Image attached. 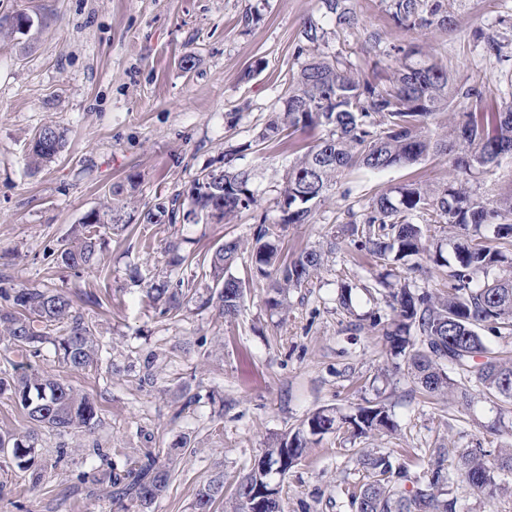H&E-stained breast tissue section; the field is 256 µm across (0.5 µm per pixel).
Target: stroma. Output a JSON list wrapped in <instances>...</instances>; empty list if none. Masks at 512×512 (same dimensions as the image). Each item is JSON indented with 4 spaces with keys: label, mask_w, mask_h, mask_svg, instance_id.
<instances>
[{
    "label": "stroma",
    "mask_w": 512,
    "mask_h": 512,
    "mask_svg": "<svg viewBox=\"0 0 512 512\" xmlns=\"http://www.w3.org/2000/svg\"><path fill=\"white\" fill-rule=\"evenodd\" d=\"M350 4L360 22L340 34L324 22L318 0H0V17L33 21L28 33L0 40V288L70 292L101 347V363L89 372L60 366L49 343L32 358L92 394L100 423L91 434L36 429L38 484L0 457V512H193L215 473L232 490L264 448L308 416L322 408L353 414L380 389L395 433L351 443L340 431L313 437L280 482L284 512H355L347 490L359 481L360 449L388 453L419 479L427 449L479 444L493 466L512 444L510 430H483L496 416L488 404L450 405L414 391L379 328L362 319L389 316L382 297L357 292L351 315L336 301L342 282L371 283L385 272L342 235L350 214H362L382 190L448 184L447 157L346 173L310 223L288 225L283 256L331 241L336 250L318 277L289 290L285 309L270 310L271 282L251 275L245 253L231 269L245 288L235 321L192 303L163 316L147 295L148 282L169 273L168 239L188 240L196 258L183 277L201 293L212 285L203 268L211 252L227 240L250 242L258 210L220 223L145 224L139 214L157 197L188 191L282 108L308 22L327 30L319 53L350 48L354 70L379 84L391 77L385 51L401 48L447 67L452 86L485 82L484 106L512 103V0H447V25L426 29L396 24L385 0ZM487 33L497 34L499 54L487 52ZM188 54L196 59L189 71L181 66ZM231 112L241 115L233 126L225 120ZM48 123L67 127L68 140L52 162L30 170L31 139ZM326 135L325 127H308L246 152L242 164L261 208L274 210L290 163ZM116 183L131 190V230L112 234L88 270L49 267L46 255L86 213L103 209ZM135 267L142 282L129 277ZM148 455L170 470L167 490L145 507L113 502L109 472ZM500 480L491 498L460 480L452 490L464 512H512V472Z\"/></svg>",
    "instance_id": "obj_1"
}]
</instances>
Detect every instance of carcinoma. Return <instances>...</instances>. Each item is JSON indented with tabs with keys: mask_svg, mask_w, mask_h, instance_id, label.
<instances>
[{
	"mask_svg": "<svg viewBox=\"0 0 512 512\" xmlns=\"http://www.w3.org/2000/svg\"><path fill=\"white\" fill-rule=\"evenodd\" d=\"M323 16L343 33L359 24L348 0H320ZM393 20L408 28H428L448 23L444 0H390ZM392 70L389 85L380 87L355 73L343 53L334 57L315 55L288 77L284 107L273 115L257 135V141H275L286 129L314 125L328 128V135L288 168L276 199L278 218L264 210L257 216L250 255L253 269L273 280L275 296L269 304L281 307L286 292L309 281L336 249L311 248L290 260L278 258L270 239L278 226L306 224L313 205L324 200L347 169L382 171L412 165L431 154H452L458 172L456 181L430 192L405 184L377 195L358 221L346 224L344 232L359 239L360 247L372 257L393 263L411 258L443 259L442 246L429 243L423 224H446L452 237L454 262L448 265V293L418 292L408 282H381L382 296L392 312L383 328L390 354L407 364L415 388L430 397L446 396L454 403L471 405L477 397L496 404L512 402V357L491 346L480 333L485 327L497 337L512 335V252L489 243L481 233L494 226L493 237L512 246V194L497 198H475L463 184L512 155V104L503 110L484 112V93L476 85L455 89L449 95L448 70L423 68V62L387 53ZM463 110V120L453 137L428 130L435 116L448 110L449 100ZM69 129L46 124L35 132L29 166L38 168L52 161L65 145ZM247 142L224 151L223 165L198 177L187 196L181 194L154 205L143 221L174 224L189 213L214 219L228 218L241 208H259L260 191L251 171L238 165ZM112 202L104 210L88 213L75 225L72 236L49 253L50 263L81 270L98 262L105 236L126 230L129 202L124 185L111 189ZM241 245L230 240L209 257L212 292L200 297V307H217L224 320H235L241 311L242 281L226 275L239 258ZM167 266L176 271L192 262L182 243L167 242ZM185 281L159 280L149 284L147 293L161 313L181 309L189 297ZM0 297L9 307L0 310V336L20 356L38 353L40 344L51 341L58 361L74 371L99 366V345L91 327L76 314L69 293L58 289H3ZM20 373L0 377V391L10 392L28 422L56 432L84 429L94 432L99 424L98 407L87 392L33 368L16 365ZM351 426L355 438L388 434L396 429L391 409L382 401L370 402L353 415L337 417L332 409H321L300 427L282 435L259 455L278 462L284 458L289 471L308 450L307 435H322ZM7 451L15 466L28 471L34 464L32 435H0V452ZM482 448H465L456 457L455 469L479 492L493 496L501 490L499 471L512 470V448L500 454L499 468L485 462ZM362 480L351 492L355 512H459L448 469V449L429 450L424 479H412L407 470L393 465L390 456L368 450L356 457ZM170 471L153 461L136 462L124 476L110 480L112 498L136 499L147 505L168 487ZM412 487H407V484ZM268 488L256 467L236 484L232 493L233 512H246L249 492L257 486ZM224 498V475L215 474L199 490L194 512H214Z\"/></svg>",
	"mask_w": 512,
	"mask_h": 512,
	"instance_id": "1",
	"label": "carcinoma"
}]
</instances>
